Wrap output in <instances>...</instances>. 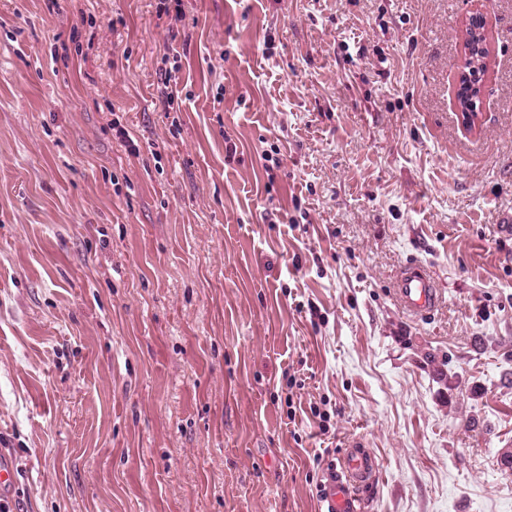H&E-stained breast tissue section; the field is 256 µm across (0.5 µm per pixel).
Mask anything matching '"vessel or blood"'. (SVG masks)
Listing matches in <instances>:
<instances>
[{
    "label": "vessel or blood",
    "instance_id": "vessel-or-blood-1",
    "mask_svg": "<svg viewBox=\"0 0 512 512\" xmlns=\"http://www.w3.org/2000/svg\"><path fill=\"white\" fill-rule=\"evenodd\" d=\"M394 294L401 309L414 317L434 311L442 301L435 280L416 262L402 269ZM376 469L374 454L362 443H352L328 479L322 512H362L358 492L372 483Z\"/></svg>",
    "mask_w": 512,
    "mask_h": 512
}]
</instances>
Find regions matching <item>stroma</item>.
<instances>
[{"label":"stroma","instance_id":"obj_1","mask_svg":"<svg viewBox=\"0 0 512 512\" xmlns=\"http://www.w3.org/2000/svg\"><path fill=\"white\" fill-rule=\"evenodd\" d=\"M158 2L0 0L11 512H512V0ZM471 65V61L466 60V69L468 70L469 66ZM467 70H464L460 74V80L465 79V87L469 88V95L468 97L470 100L466 103L468 108L473 110L474 112H461L462 114V122L465 127L470 128L475 125V122L477 121L479 117V113L477 112V99L479 97V84L480 82H477L478 75L470 76L469 72ZM396 300L408 315L421 317L439 307L442 301L435 280L420 263L405 266L394 288ZM374 454L360 442L352 443L339 460V470L329 475L321 512H361L358 491L376 475Z\"/></svg>","mask_w":512,"mask_h":512}]
</instances>
